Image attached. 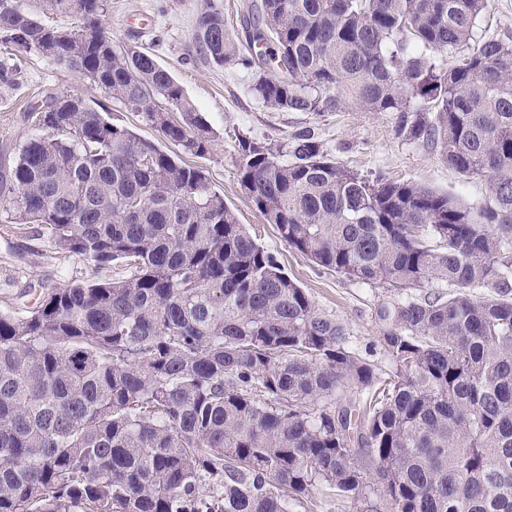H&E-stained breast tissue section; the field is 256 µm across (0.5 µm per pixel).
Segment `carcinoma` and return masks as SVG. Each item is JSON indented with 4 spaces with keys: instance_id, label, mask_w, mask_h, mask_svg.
<instances>
[{
    "instance_id": "1",
    "label": "carcinoma",
    "mask_w": 512,
    "mask_h": 512,
    "mask_svg": "<svg viewBox=\"0 0 512 512\" xmlns=\"http://www.w3.org/2000/svg\"><path fill=\"white\" fill-rule=\"evenodd\" d=\"M486 8L245 0L239 36L207 0L196 20L199 55L250 71L263 107L391 112L399 138L486 179L468 205L362 177L309 131L239 139L241 187L289 248L395 292L376 308L387 372L201 167L101 101L24 111L39 134L0 154V221L37 225L94 273L23 318L0 310V512H293L318 495L377 512V490L386 512H512V40L475 38ZM105 14L106 0H0V82L40 55L205 157L214 135L183 87L115 44ZM112 264L127 274L97 275Z\"/></svg>"
}]
</instances>
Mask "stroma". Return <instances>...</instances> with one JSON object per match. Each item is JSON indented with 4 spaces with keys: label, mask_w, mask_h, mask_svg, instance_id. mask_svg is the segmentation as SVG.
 Listing matches in <instances>:
<instances>
[{
    "label": "stroma",
    "mask_w": 512,
    "mask_h": 512,
    "mask_svg": "<svg viewBox=\"0 0 512 512\" xmlns=\"http://www.w3.org/2000/svg\"><path fill=\"white\" fill-rule=\"evenodd\" d=\"M105 22L115 42L152 48L174 75L212 130L214 146L204 158L165 144L182 162L203 167L224 195L239 222L272 251L289 277L304 288L323 310L348 327L355 346L382 362L376 308L386 291L357 283L318 267L288 248L274 225L265 223L237 176V139L269 143L310 130L332 159L361 176L384 174L451 194L465 203L484 202L486 180L464 177L444 162L439 152L398 139L387 112H363L356 106L315 116L304 112H274L262 107L249 91V72L224 69L201 58L193 38L203 0H107ZM48 93L103 99V92L49 59L22 63L18 84L0 85V148L17 151L35 135L22 118L24 109ZM90 267L75 255L54 246L36 232L17 235L0 223V305L13 315L26 316L36 293L45 288L89 277Z\"/></svg>",
    "instance_id": "35a3bbf8"
}]
</instances>
